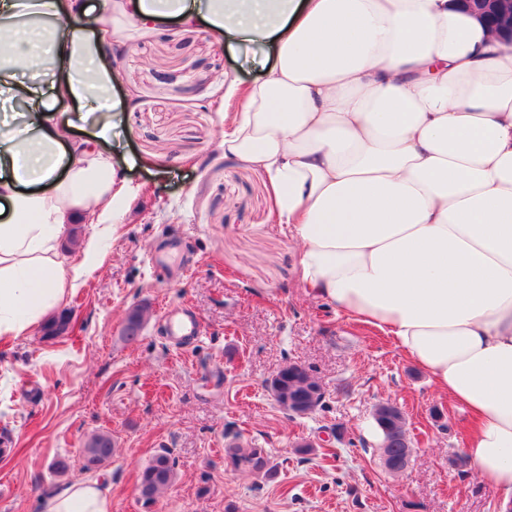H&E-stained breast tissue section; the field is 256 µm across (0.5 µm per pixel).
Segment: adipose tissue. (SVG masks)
Returning a JSON list of instances; mask_svg holds the SVG:
<instances>
[{
	"mask_svg": "<svg viewBox=\"0 0 512 512\" xmlns=\"http://www.w3.org/2000/svg\"><path fill=\"white\" fill-rule=\"evenodd\" d=\"M168 21L259 50L217 150L264 177L306 293L468 411L463 453L512 512V38L456 0H0V339L51 316L128 222L111 59L125 25ZM41 512H112L110 487L69 484Z\"/></svg>",
	"mask_w": 512,
	"mask_h": 512,
	"instance_id": "1",
	"label": "adipose tissue"
}]
</instances>
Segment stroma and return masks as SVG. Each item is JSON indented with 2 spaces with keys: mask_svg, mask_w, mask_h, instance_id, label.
I'll return each instance as SVG.
<instances>
[{
  "mask_svg": "<svg viewBox=\"0 0 512 512\" xmlns=\"http://www.w3.org/2000/svg\"><path fill=\"white\" fill-rule=\"evenodd\" d=\"M228 76L249 85L259 72L209 31L172 22L133 32L117 90L129 97L122 144L144 193L68 291L69 332L0 339V512H40L46 492L101 477L112 512H492L495 489L448 466L466 410L385 336L305 295L263 178L214 152L224 131L214 104L237 106L224 98ZM140 304L150 313L129 342L123 324ZM169 307L199 318L201 340L166 336ZM289 363L325 392L302 418L269 387ZM386 401L401 407L412 441L401 473L380 456L373 410ZM102 431L115 452L84 470L81 450ZM236 439L266 448L275 475L225 470ZM164 448L176 478L148 510L137 475ZM58 460L65 473L52 469Z\"/></svg>",
  "mask_w": 512,
  "mask_h": 512,
  "instance_id": "1",
  "label": "stroma"
}]
</instances>
